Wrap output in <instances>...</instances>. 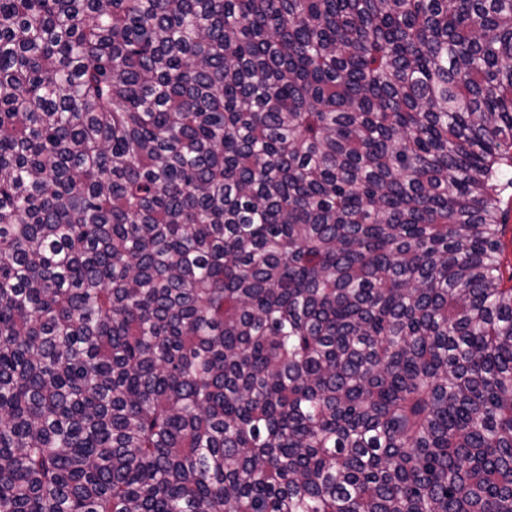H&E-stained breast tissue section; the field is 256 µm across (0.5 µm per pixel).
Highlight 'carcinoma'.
Returning a JSON list of instances; mask_svg holds the SVG:
<instances>
[{"mask_svg": "<svg viewBox=\"0 0 512 512\" xmlns=\"http://www.w3.org/2000/svg\"><path fill=\"white\" fill-rule=\"evenodd\" d=\"M512 0H0V512H512Z\"/></svg>", "mask_w": 512, "mask_h": 512, "instance_id": "1", "label": "carcinoma"}]
</instances>
